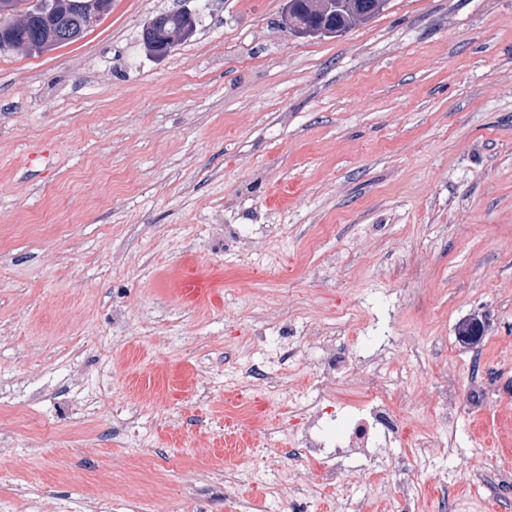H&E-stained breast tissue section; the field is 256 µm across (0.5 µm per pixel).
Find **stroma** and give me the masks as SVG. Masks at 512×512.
<instances>
[{"instance_id": "1", "label": "stroma", "mask_w": 512, "mask_h": 512, "mask_svg": "<svg viewBox=\"0 0 512 512\" xmlns=\"http://www.w3.org/2000/svg\"><path fill=\"white\" fill-rule=\"evenodd\" d=\"M285 7L112 0L0 53V512H512V0H390L321 38ZM179 8L195 36L150 56ZM313 328L402 381L383 467L295 448ZM257 360L281 391L242 386ZM158 21L155 26L160 39H166L173 35H179L184 30L196 31V17L184 10L159 12L152 16L146 23Z\"/></svg>"}]
</instances>
